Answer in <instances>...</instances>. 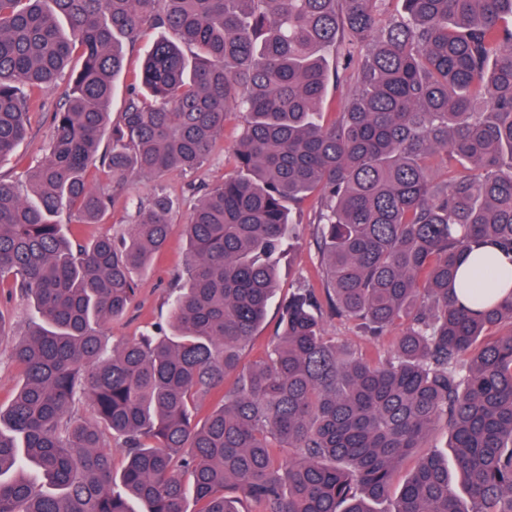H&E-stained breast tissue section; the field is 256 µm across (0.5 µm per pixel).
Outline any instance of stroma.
Segmentation results:
<instances>
[{
  "mask_svg": "<svg viewBox=\"0 0 512 512\" xmlns=\"http://www.w3.org/2000/svg\"><path fill=\"white\" fill-rule=\"evenodd\" d=\"M66 80H58L44 88L38 105L30 116V132L16 150V160L0 164V178L24 182L26 164L42 160L54 134L53 114L64 98ZM242 125L241 118H232L224 127V135L218 141L207 162L192 174L173 172L160 179H138L128 190L114 196L106 220L101 224L82 227L83 238L90 239L104 231L121 234L129 224L138 202L148 200L157 188H166L175 200L173 226L167 248L156 255L151 268L138 282L136 295L126 314L109 325L107 334L112 342L132 339L147 327L166 323L169 307L166 303L171 284L181 274L184 266L186 243L183 225L198 196L191 190L200 182L215 187L235 172L233 152ZM321 268L316 244L309 224H302L301 234L294 251L283 257L279 270V297H287L298 282L316 285L320 282Z\"/></svg>",
  "mask_w": 512,
  "mask_h": 512,
  "instance_id": "stroma-1",
  "label": "stroma"
}]
</instances>
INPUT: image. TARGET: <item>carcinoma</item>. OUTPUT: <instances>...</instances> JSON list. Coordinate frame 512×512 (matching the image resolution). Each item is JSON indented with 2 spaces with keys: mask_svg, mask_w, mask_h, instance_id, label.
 Listing matches in <instances>:
<instances>
[{
  "mask_svg": "<svg viewBox=\"0 0 512 512\" xmlns=\"http://www.w3.org/2000/svg\"><path fill=\"white\" fill-rule=\"evenodd\" d=\"M152 29L114 122L122 43ZM355 43L327 122L325 53ZM62 76L48 155L25 186L0 179V288L34 310L0 407V512H375L393 494L394 512H512V295L474 310L457 274L482 246L512 262V0H0V162ZM235 114L237 174L196 187L168 328L109 344L172 203L152 196L118 241L64 225L103 223L104 180L198 171ZM309 200L322 288L283 299L243 366ZM325 314L370 345L400 331L348 353ZM441 422L468 508L438 453L394 492Z\"/></svg>",
  "mask_w": 512,
  "mask_h": 512,
  "instance_id": "carcinoma-1",
  "label": "carcinoma"
}]
</instances>
